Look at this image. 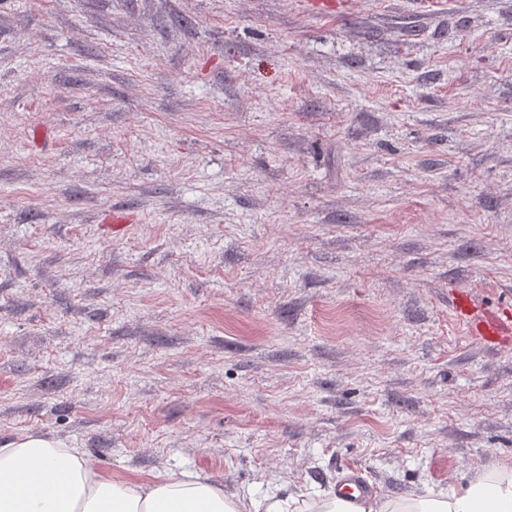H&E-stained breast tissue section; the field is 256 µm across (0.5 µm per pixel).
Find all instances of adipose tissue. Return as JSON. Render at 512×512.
I'll use <instances>...</instances> for the list:
<instances>
[{
    "label": "adipose tissue",
    "instance_id": "obj_1",
    "mask_svg": "<svg viewBox=\"0 0 512 512\" xmlns=\"http://www.w3.org/2000/svg\"><path fill=\"white\" fill-rule=\"evenodd\" d=\"M512 512V469L476 472L451 492L373 496L353 503L336 490L313 498L269 499L265 512ZM201 476L149 481L105 476L77 448L29 433L0 446V512H250Z\"/></svg>",
    "mask_w": 512,
    "mask_h": 512
}]
</instances>
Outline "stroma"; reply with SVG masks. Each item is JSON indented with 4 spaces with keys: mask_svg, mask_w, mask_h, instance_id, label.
Masks as SVG:
<instances>
[{
    "mask_svg": "<svg viewBox=\"0 0 512 512\" xmlns=\"http://www.w3.org/2000/svg\"><path fill=\"white\" fill-rule=\"evenodd\" d=\"M0 0V444L260 498L512 467V0ZM108 210L131 215L108 233ZM452 307L457 320L465 327L470 336H478L486 341L505 343L511 340L512 310L510 306L497 307L480 317L471 313V304L467 297L452 294Z\"/></svg>",
    "mask_w": 512,
    "mask_h": 512,
    "instance_id": "obj_1",
    "label": "stroma"
}]
</instances>
